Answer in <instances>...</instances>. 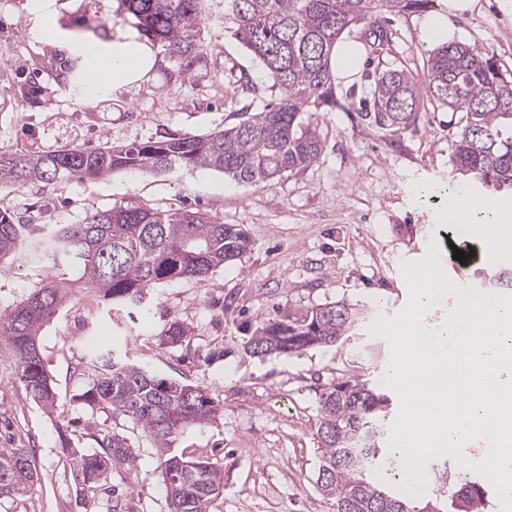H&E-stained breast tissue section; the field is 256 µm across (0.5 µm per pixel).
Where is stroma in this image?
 <instances>
[{
    "label": "stroma",
    "mask_w": 512,
    "mask_h": 512,
    "mask_svg": "<svg viewBox=\"0 0 512 512\" xmlns=\"http://www.w3.org/2000/svg\"><path fill=\"white\" fill-rule=\"evenodd\" d=\"M26 0H0V149L44 154L61 148L127 145L199 135L234 125L242 107L273 102L262 68L224 31V14L204 23L203 57L181 64L167 47L140 85L97 102L85 100L72 56L56 43L34 41ZM57 25L110 37L121 16L118 0H56ZM391 40L385 58L407 62L424 80L430 43L420 35L424 12L380 13ZM456 39L490 50L512 76V24L496 0L454 20ZM372 78L359 66L336 83L338 103L322 112L326 148L315 165L268 184L250 185L202 168L127 171L50 185L0 188V209L26 224H79L89 211L143 206L199 210L235 224L252 245L233 264L202 281L150 289L144 305L110 308L77 299L45 328L39 346L58 406L47 413L10 382L0 381V448L36 451L41 483L26 498L0 502V512H168L159 454L141 427L79 396L97 369L83 349L102 331L135 336L122 361L160 378L205 388L221 404L209 423L186 430L175 454L205 459L224 471V492L213 512H335L315 478L321 464L316 435L319 396L335 379L380 385L388 342L368 328L393 317L408 300L400 271L422 259L430 239L447 230L439 214L445 197L419 199L418 188L451 185L458 113L438 108L393 137L364 120L358 100ZM36 271L15 260L0 269V310L21 300ZM342 301L358 320L335 344L294 354L252 355L247 344L277 309L307 310ZM187 330L176 345L163 332L171 321ZM92 453L102 435L137 449L140 465L113 463L97 489L81 488L64 464L61 435Z\"/></svg>",
    "instance_id": "stroma-1"
}]
</instances>
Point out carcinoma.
Here are the masks:
<instances>
[{"mask_svg":"<svg viewBox=\"0 0 512 512\" xmlns=\"http://www.w3.org/2000/svg\"><path fill=\"white\" fill-rule=\"evenodd\" d=\"M213 0H120V12L142 34L193 62L202 57L201 27ZM224 28L260 63L273 103L244 113L238 123L206 135L124 146L63 148L29 155L0 152V186L21 188L58 179L102 177L117 170L169 171L178 165L224 173L239 183H270L319 161L326 137L319 111L337 104L329 55L336 41L362 26L377 44L388 41L379 13L427 9L434 0H222ZM362 117L392 134L418 121L425 104L460 114L454 134L455 170L485 191L512 195V77L489 51L443 43L428 52L419 83L403 62L377 55ZM251 241L241 228L205 213L143 207L93 209L82 224H23L0 211V264L21 259L36 267L69 269L76 277L40 279L19 302L0 311V379H10L51 410L56 393L38 344L43 329L76 295L96 304L138 305L147 288L202 280L238 260ZM487 288H512V266L478 272ZM358 319L338 301L311 310L277 311L252 337V353H295L330 345ZM102 368L81 394L83 403L132 420L164 457L169 512H210L224 491L216 464L171 453L187 428L215 417L218 404L198 386L152 376L112 362V346H87ZM389 397L359 380L334 381L320 396L316 435L322 460L316 485L344 512H487L491 487L451 464L430 468L431 493L421 499L382 476L387 455ZM68 466L87 487L100 484L112 457L135 468L140 456L116 438L102 452L65 444ZM31 448H0V500L26 497L39 483Z\"/></svg>","mask_w":512,"mask_h":512,"instance_id":"1","label":"carcinoma"}]
</instances>
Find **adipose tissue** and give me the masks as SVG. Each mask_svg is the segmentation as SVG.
Listing matches in <instances>:
<instances>
[{"label": "adipose tissue", "mask_w": 512, "mask_h": 512, "mask_svg": "<svg viewBox=\"0 0 512 512\" xmlns=\"http://www.w3.org/2000/svg\"><path fill=\"white\" fill-rule=\"evenodd\" d=\"M476 0H445L443 11L430 14L423 21L424 41L452 39L453 20L472 11ZM25 7L33 20L31 35L43 42H65L69 51L81 58L84 68L79 83L89 101L95 102L143 80L158 61V50L141 40L128 26H116L110 39L80 34H63L54 21V0H27ZM479 214L483 224L469 227L465 218ZM442 223L452 225L458 239L471 243L482 238L498 250L512 249V197L481 199L467 190L449 193L440 215Z\"/></svg>", "instance_id": "obj_1"}]
</instances>
